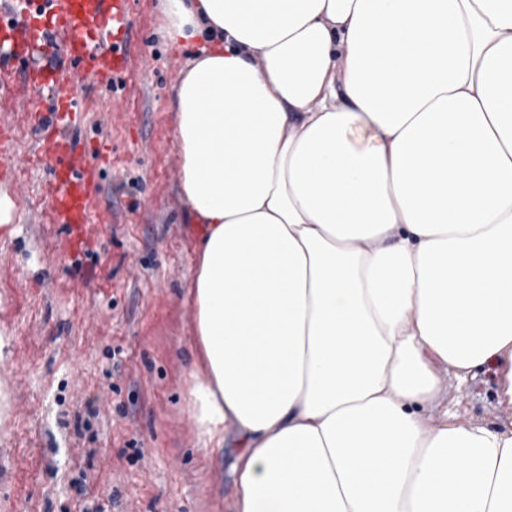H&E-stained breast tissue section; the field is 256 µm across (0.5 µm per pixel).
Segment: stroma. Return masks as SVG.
I'll list each match as a JSON object with an SVG mask.
<instances>
[{"instance_id": "1", "label": "stroma", "mask_w": 512, "mask_h": 512, "mask_svg": "<svg viewBox=\"0 0 512 512\" xmlns=\"http://www.w3.org/2000/svg\"><path fill=\"white\" fill-rule=\"evenodd\" d=\"M147 49L139 124L112 130L106 85L82 122L93 151L111 157L106 202L129 211L151 191L149 112L169 106L192 56L156 29ZM47 177L22 174L30 200L11 207L0 241V512H233L240 450L204 448L189 406V373L205 368L194 282L202 237L184 222L179 181L144 219L93 243L101 261L73 264L55 259L58 230L39 221ZM439 405L495 422L490 373L463 387L447 376Z\"/></svg>"}]
</instances>
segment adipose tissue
I'll use <instances>...</instances> for the list:
<instances>
[{
  "label": "adipose tissue",
  "mask_w": 512,
  "mask_h": 512,
  "mask_svg": "<svg viewBox=\"0 0 512 512\" xmlns=\"http://www.w3.org/2000/svg\"><path fill=\"white\" fill-rule=\"evenodd\" d=\"M161 4L234 512H512V0ZM460 410L465 418L476 422L493 423L497 420L495 384L489 372L479 373L465 387L459 388L453 374L446 376L438 409Z\"/></svg>",
  "instance_id": "obj_1"
}]
</instances>
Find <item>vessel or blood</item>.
<instances>
[{"label": "vessel or blood", "instance_id": "b4317fda", "mask_svg": "<svg viewBox=\"0 0 512 512\" xmlns=\"http://www.w3.org/2000/svg\"><path fill=\"white\" fill-rule=\"evenodd\" d=\"M152 26L147 0H9L0 9V174L16 172L15 146L32 137L27 162L49 172L40 221L57 226L59 259H85L93 240L126 221L101 204L102 170L89 162L77 121L108 79L120 89L113 128L134 125ZM168 131L167 114L156 112L147 144L152 207L175 174Z\"/></svg>", "mask_w": 512, "mask_h": 512}]
</instances>
